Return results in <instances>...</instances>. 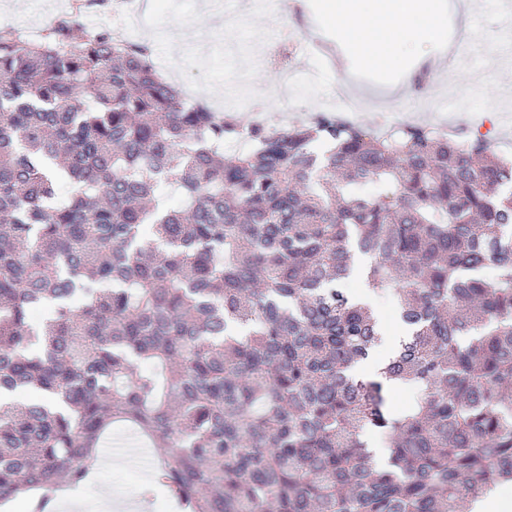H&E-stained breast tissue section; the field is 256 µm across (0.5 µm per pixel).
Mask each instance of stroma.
<instances>
[{
	"label": "stroma",
	"instance_id": "stroma-1",
	"mask_svg": "<svg viewBox=\"0 0 512 512\" xmlns=\"http://www.w3.org/2000/svg\"><path fill=\"white\" fill-rule=\"evenodd\" d=\"M74 0H0V26L15 27L28 35H39L60 14L72 10ZM484 9L473 27L477 38L468 55L455 57L448 77L435 94L442 103H455L450 115L455 126L465 131L486 130L500 148L512 155V125L491 122L512 106V55L498 38L500 11L512 0H480ZM322 0H285L281 5H262L259 13L234 8L235 29L224 27L222 0H151L147 26L134 32V39L148 42L160 69L176 66L181 80L203 88L223 91L232 86L241 103L237 115L242 125L257 122L258 107L275 111L270 95L279 83L277 72L266 62L268 49L280 26H288L302 38L321 39L331 53L339 55L344 70L330 69L327 61L315 55L298 53L302 70L289 101L304 112H324L344 76L356 81V91L369 107L359 117L368 129L378 128L382 112L399 113L401 120L415 122L408 109L417 90L408 74L384 72L361 65L349 48L336 38L324 18ZM112 463L76 490L75 512H114L116 498L128 495L138 504L137 512H181L165 493L156 492L142 500L140 490L152 469L133 467L131 459L112 454Z\"/></svg>",
	"mask_w": 512,
	"mask_h": 512
}]
</instances>
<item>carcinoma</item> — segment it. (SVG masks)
Returning <instances> with one entry per match:
<instances>
[{"label": "carcinoma", "mask_w": 512, "mask_h": 512, "mask_svg": "<svg viewBox=\"0 0 512 512\" xmlns=\"http://www.w3.org/2000/svg\"><path fill=\"white\" fill-rule=\"evenodd\" d=\"M363 259L403 329L372 377ZM116 419L183 512H465L512 481V160L324 113L246 129L78 14L1 28L0 502L84 484Z\"/></svg>", "instance_id": "cac0c4a2"}]
</instances>
